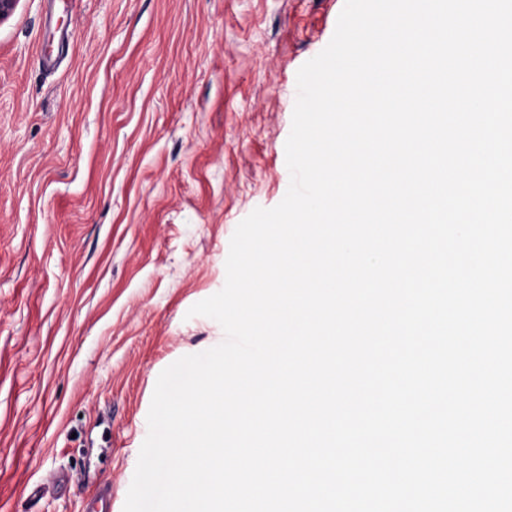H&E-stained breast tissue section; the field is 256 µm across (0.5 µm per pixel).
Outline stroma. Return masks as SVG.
Wrapping results in <instances>:
<instances>
[{
  "mask_svg": "<svg viewBox=\"0 0 512 512\" xmlns=\"http://www.w3.org/2000/svg\"><path fill=\"white\" fill-rule=\"evenodd\" d=\"M344 0H45L0 21V512H123L159 374L220 344L189 316L290 176L298 69ZM47 492L33 497V489ZM69 40L70 33L66 25H61L60 27H55L53 30H51L48 40L49 47L51 48L50 54H44V61L47 66L55 67L58 65V62L61 59L59 54L65 53V51L68 49ZM54 52H56L58 56L52 58Z\"/></svg>",
  "mask_w": 512,
  "mask_h": 512,
  "instance_id": "stroma-1",
  "label": "stroma"
}]
</instances>
